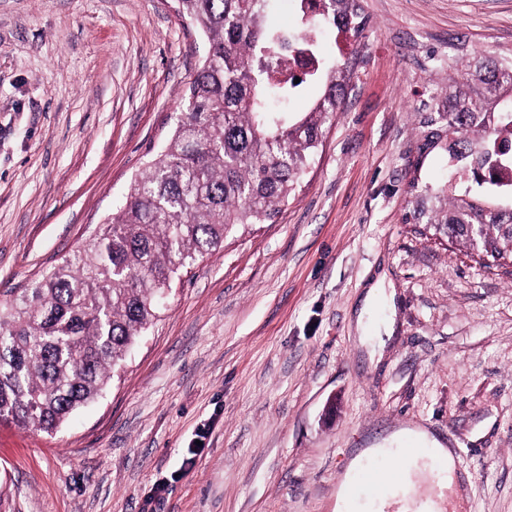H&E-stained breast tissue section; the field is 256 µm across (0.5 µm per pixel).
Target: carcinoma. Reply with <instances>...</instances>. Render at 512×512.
<instances>
[{
  "label": "carcinoma",
  "instance_id": "1",
  "mask_svg": "<svg viewBox=\"0 0 512 512\" xmlns=\"http://www.w3.org/2000/svg\"><path fill=\"white\" fill-rule=\"evenodd\" d=\"M174 2L204 43L177 121L118 212L0 302L1 421L52 433L95 401L157 318L179 270L220 251L231 234L273 221L295 196L344 103L353 68L329 56L326 43L339 33L363 37L360 0H293L286 27L273 22L281 0ZM296 41L314 68L280 78V49ZM307 86L316 97L292 111ZM418 124L406 222L512 263V194L463 176L500 162L490 137L512 129V56L484 50L448 65L440 103L418 113ZM431 154L446 161L448 180H420Z\"/></svg>",
  "mask_w": 512,
  "mask_h": 512
}]
</instances>
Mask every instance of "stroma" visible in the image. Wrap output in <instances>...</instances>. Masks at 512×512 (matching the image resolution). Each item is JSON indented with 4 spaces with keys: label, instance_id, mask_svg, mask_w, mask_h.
<instances>
[{
    "label": "stroma",
    "instance_id": "stroma-1",
    "mask_svg": "<svg viewBox=\"0 0 512 512\" xmlns=\"http://www.w3.org/2000/svg\"><path fill=\"white\" fill-rule=\"evenodd\" d=\"M361 5L294 199L182 270L96 402L51 434L0 423V512H339L353 464L409 445L452 449L459 494L427 468L356 512H512V271L404 221L415 114L450 47L512 54V0ZM202 55L173 0H0V301L122 205ZM382 273L373 360L356 318Z\"/></svg>",
    "mask_w": 512,
    "mask_h": 512
}]
</instances>
